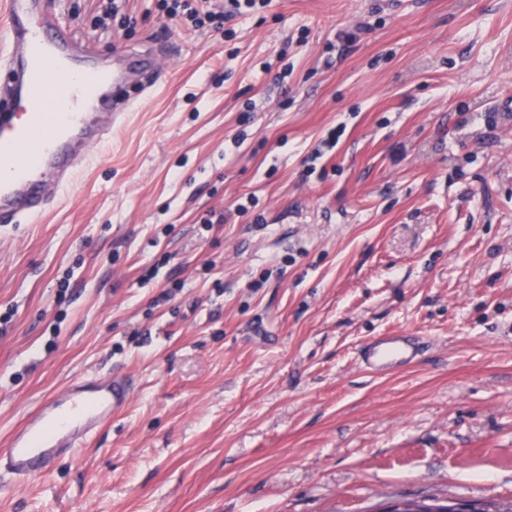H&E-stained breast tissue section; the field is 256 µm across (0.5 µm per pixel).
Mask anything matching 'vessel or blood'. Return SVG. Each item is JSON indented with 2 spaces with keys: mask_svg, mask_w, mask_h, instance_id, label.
I'll list each match as a JSON object with an SVG mask.
<instances>
[{
  "mask_svg": "<svg viewBox=\"0 0 512 512\" xmlns=\"http://www.w3.org/2000/svg\"><path fill=\"white\" fill-rule=\"evenodd\" d=\"M156 50L98 56L48 0H0V225L26 224L53 207L85 166L110 144L133 102L159 82ZM421 339L380 336L365 344L372 372L415 361ZM130 380L87 376L40 401L0 448V468L17 480L50 477L126 405Z\"/></svg>",
  "mask_w": 512,
  "mask_h": 512,
  "instance_id": "b4317fda",
  "label": "vessel or blood"
}]
</instances>
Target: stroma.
Here are the masks:
<instances>
[{"mask_svg":"<svg viewBox=\"0 0 512 512\" xmlns=\"http://www.w3.org/2000/svg\"><path fill=\"white\" fill-rule=\"evenodd\" d=\"M111 7L56 0L103 56L167 45L166 78L0 227V448L77 378L132 391L49 479L0 474V512L512 498V0ZM399 332L419 360L367 371ZM193 0H158V7L169 19L188 21L197 28L223 30L224 22L243 13L265 8L269 0H225L217 10H208L202 15L194 8ZM420 336L394 334L379 336L363 346L362 364L371 372H385L411 364L418 357Z\"/></svg>","mask_w":512,"mask_h":512,"instance_id":"obj_1","label":"stroma"}]
</instances>
